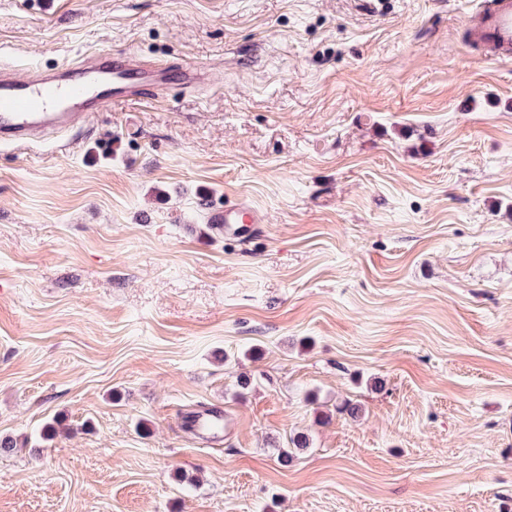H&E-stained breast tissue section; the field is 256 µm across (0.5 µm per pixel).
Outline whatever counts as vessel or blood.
I'll return each mask as SVG.
<instances>
[{
    "label": "vessel or blood",
    "instance_id": "1",
    "mask_svg": "<svg viewBox=\"0 0 512 512\" xmlns=\"http://www.w3.org/2000/svg\"><path fill=\"white\" fill-rule=\"evenodd\" d=\"M474 37L492 60L512 59V0H484L468 17ZM198 67L171 74L160 63L134 60L119 51H97L52 71L19 78L0 70V144L20 146L89 122L108 106L161 100L171 79L197 89ZM265 216L248 202L213 209L209 224H261Z\"/></svg>",
    "mask_w": 512,
    "mask_h": 512
}]
</instances>
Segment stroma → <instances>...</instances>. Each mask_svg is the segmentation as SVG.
Here are the masks:
<instances>
[{
	"label": "stroma",
	"instance_id": "1",
	"mask_svg": "<svg viewBox=\"0 0 512 512\" xmlns=\"http://www.w3.org/2000/svg\"><path fill=\"white\" fill-rule=\"evenodd\" d=\"M481 2L0 0L18 74H214L0 145V512H512V63L466 39ZM241 199L265 223L209 228Z\"/></svg>",
	"mask_w": 512,
	"mask_h": 512
}]
</instances>
